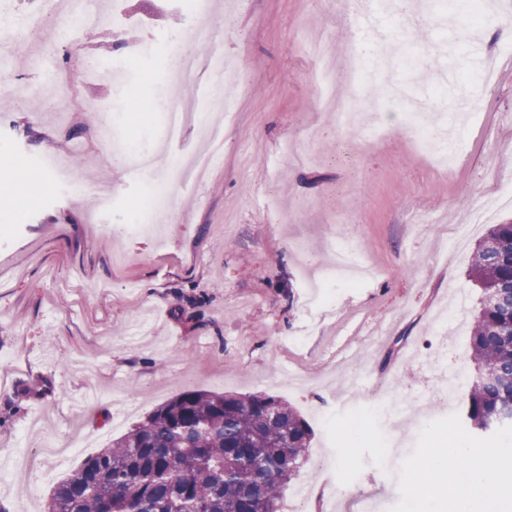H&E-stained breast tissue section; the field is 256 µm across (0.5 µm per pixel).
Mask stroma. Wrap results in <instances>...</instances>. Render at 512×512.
I'll return each mask as SVG.
<instances>
[{
  "mask_svg": "<svg viewBox=\"0 0 512 512\" xmlns=\"http://www.w3.org/2000/svg\"><path fill=\"white\" fill-rule=\"evenodd\" d=\"M194 16L173 0H98L105 20L95 42L75 44L53 28L33 31L31 55H16L0 83V512H43L51 489L90 454L186 389L262 393L294 406L313 429L310 453L294 488L310 487L350 507L372 493L371 512H410V478L434 443L462 435L482 447L463 419L469 392V331L478 295L467 273L479 225L461 252L435 264L444 226L462 223L457 203H490L512 186V55H501L492 85L464 83L483 67L512 0H487L480 26L463 16L403 24L386 15L385 38L356 31L352 0H204ZM221 23L223 53L237 67L235 99L224 119V163L200 185L169 179L204 140L192 127L183 143L164 146L169 107L196 103L203 115L208 76L188 85L171 75V32L188 38L194 24ZM330 41L337 53L361 47H408L421 67L393 78L340 84L337 109L355 108L380 139L342 127L317 96V65L304 44ZM76 48L78 60L111 69V80L79 83L72 98L50 106L48 76L36 60L44 46ZM138 54H130L129 46ZM448 86L434 98L435 80ZM474 101L459 110L460 96ZM424 115L447 113L451 133L436 152L417 147L407 126L412 101ZM150 102L136 111L132 102ZM160 150L155 194L166 197L164 240L125 232L145 221L146 190L127 180L120 160L127 137ZM87 187L76 198L50 190L41 163L51 152ZM111 195L110 230L97 221ZM351 240L377 274L363 287L333 288V313L310 320L302 269L317 273L333 244ZM465 301L446 334L438 313L452 294ZM458 378L448 398L433 391V372ZM388 380L404 415L387 427L382 409L365 404L363 387ZM39 423L66 444L87 447L64 462L24 469L20 432Z\"/></svg>",
  "mask_w": 512,
  "mask_h": 512,
  "instance_id": "1",
  "label": "stroma"
}]
</instances>
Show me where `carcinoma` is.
<instances>
[{
  "instance_id": "obj_1",
  "label": "carcinoma",
  "mask_w": 512,
  "mask_h": 512,
  "mask_svg": "<svg viewBox=\"0 0 512 512\" xmlns=\"http://www.w3.org/2000/svg\"><path fill=\"white\" fill-rule=\"evenodd\" d=\"M469 277L482 298L465 421L487 434L512 427V220L476 243ZM311 440L277 396L189 389L59 481L46 512H280Z\"/></svg>"
}]
</instances>
